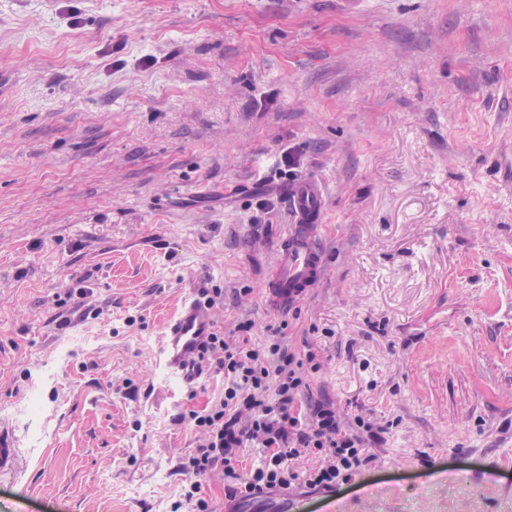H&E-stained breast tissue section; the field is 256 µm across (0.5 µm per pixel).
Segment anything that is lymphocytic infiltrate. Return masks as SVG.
Masks as SVG:
<instances>
[{
    "mask_svg": "<svg viewBox=\"0 0 512 512\" xmlns=\"http://www.w3.org/2000/svg\"><path fill=\"white\" fill-rule=\"evenodd\" d=\"M303 366L281 340L261 349L213 334L197 368L223 374L224 397L203 412L189 413V423L205 438L181 462V470L196 476L223 470L229 497L249 502L295 485L332 491L368 465L373 425L357 415L344 427L325 399L299 407V397L309 389ZM253 443L266 448L263 462L238 472L237 449ZM310 454L323 457V465L298 471V460Z\"/></svg>",
    "mask_w": 512,
    "mask_h": 512,
    "instance_id": "lymphocytic-infiltrate-1",
    "label": "lymphocytic infiltrate"
}]
</instances>
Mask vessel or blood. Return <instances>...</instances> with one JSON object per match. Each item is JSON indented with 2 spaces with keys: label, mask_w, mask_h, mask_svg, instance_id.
Segmentation results:
<instances>
[{
  "label": "vessel or blood",
  "mask_w": 512,
  "mask_h": 512,
  "mask_svg": "<svg viewBox=\"0 0 512 512\" xmlns=\"http://www.w3.org/2000/svg\"><path fill=\"white\" fill-rule=\"evenodd\" d=\"M326 208L327 188L320 179L306 177L290 185L288 209L293 222L276 246L273 275L263 285L271 310L286 311L323 281L321 229ZM215 328L213 307L198 296L187 297L162 334L159 357L166 374L185 384L194 382L193 361Z\"/></svg>",
  "instance_id": "vessel-or-blood-1"
}]
</instances>
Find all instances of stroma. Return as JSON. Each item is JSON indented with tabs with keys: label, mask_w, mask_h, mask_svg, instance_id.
<instances>
[{
	"label": "stroma",
	"mask_w": 512,
	"mask_h": 512,
	"mask_svg": "<svg viewBox=\"0 0 512 512\" xmlns=\"http://www.w3.org/2000/svg\"><path fill=\"white\" fill-rule=\"evenodd\" d=\"M290 149L326 275L274 312ZM196 284L378 430L302 512H512V0H0V512H224V377L158 353Z\"/></svg>",
	"instance_id": "stroma-1"
}]
</instances>
